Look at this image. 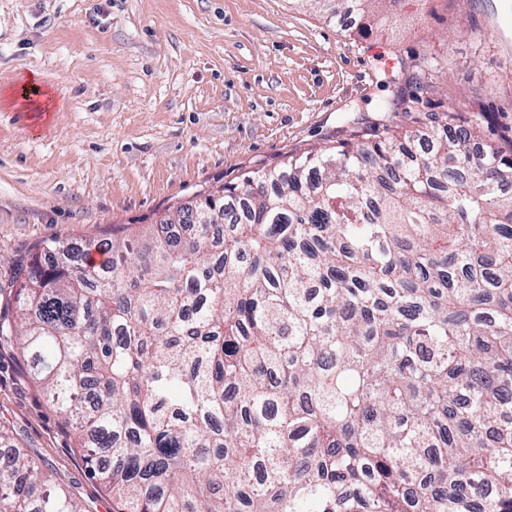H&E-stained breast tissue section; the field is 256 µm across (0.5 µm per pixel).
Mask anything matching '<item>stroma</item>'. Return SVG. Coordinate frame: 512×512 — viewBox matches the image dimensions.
Instances as JSON below:
<instances>
[{
  "instance_id": "35a3bbf8",
  "label": "stroma",
  "mask_w": 512,
  "mask_h": 512,
  "mask_svg": "<svg viewBox=\"0 0 512 512\" xmlns=\"http://www.w3.org/2000/svg\"><path fill=\"white\" fill-rule=\"evenodd\" d=\"M503 0H405L362 36L322 0H0V88L41 74L48 119L0 108V282L39 242L79 246L136 230L206 188L374 118L387 74L440 54L449 94L477 96L488 128L512 129V38ZM492 82L477 87L473 68ZM83 512L112 494L75 431L0 340V425Z\"/></svg>"
}]
</instances>
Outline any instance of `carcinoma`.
<instances>
[{"label": "carcinoma", "instance_id": "1", "mask_svg": "<svg viewBox=\"0 0 512 512\" xmlns=\"http://www.w3.org/2000/svg\"><path fill=\"white\" fill-rule=\"evenodd\" d=\"M380 29L398 0H344ZM403 66L380 117L0 283L113 512H512V132ZM0 427V512H83Z\"/></svg>", "mask_w": 512, "mask_h": 512}]
</instances>
